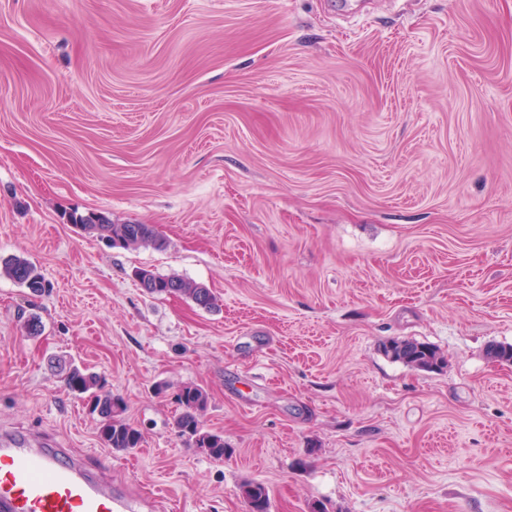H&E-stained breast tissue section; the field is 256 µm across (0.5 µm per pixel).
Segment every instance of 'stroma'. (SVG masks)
<instances>
[{
	"mask_svg": "<svg viewBox=\"0 0 512 512\" xmlns=\"http://www.w3.org/2000/svg\"><path fill=\"white\" fill-rule=\"evenodd\" d=\"M11 256L50 290L0 277V433L138 512H248L246 479L270 512H512V362L485 353L512 344V0H0ZM54 358L105 376L140 448L105 446ZM186 384L224 461L173 426ZM70 222L89 235L112 241V247L162 249L166 246L165 239L150 224H113L107 217L96 213H74ZM137 271L149 275L148 285H144V291L148 294H177L190 299L197 306L206 310L215 306L216 299L210 289L195 280L179 275H159L147 269ZM387 357L404 365L424 371H439L445 357L433 346L410 340H393L384 345ZM239 490L249 512H270V492L265 484L246 479L241 482Z\"/></svg>",
	"mask_w": 512,
	"mask_h": 512,
	"instance_id": "stroma-1",
	"label": "stroma"
}]
</instances>
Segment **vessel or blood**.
Segmentation results:
<instances>
[{"mask_svg": "<svg viewBox=\"0 0 512 512\" xmlns=\"http://www.w3.org/2000/svg\"><path fill=\"white\" fill-rule=\"evenodd\" d=\"M0 512H131L68 449L0 436Z\"/></svg>", "mask_w": 512, "mask_h": 512, "instance_id": "obj_1", "label": "vessel or blood"}]
</instances>
